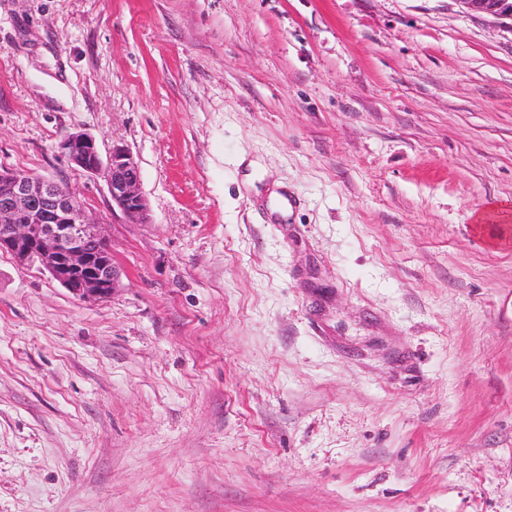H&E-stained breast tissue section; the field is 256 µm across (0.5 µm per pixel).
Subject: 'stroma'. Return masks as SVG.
Returning a JSON list of instances; mask_svg holds the SVG:
<instances>
[{"mask_svg": "<svg viewBox=\"0 0 512 512\" xmlns=\"http://www.w3.org/2000/svg\"><path fill=\"white\" fill-rule=\"evenodd\" d=\"M0 165L122 270L84 301L0 254V512H512V22L0 0ZM60 149L71 165L89 175L104 177L112 207L119 208L130 222L149 223V205L141 190L139 165L128 149L113 145L104 161L95 139L83 132L68 135Z\"/></svg>", "mask_w": 512, "mask_h": 512, "instance_id": "obj_1", "label": "stroma"}]
</instances>
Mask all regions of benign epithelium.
<instances>
[{
    "instance_id": "benign-epithelium-1",
    "label": "benign epithelium",
    "mask_w": 512,
    "mask_h": 512,
    "mask_svg": "<svg viewBox=\"0 0 512 512\" xmlns=\"http://www.w3.org/2000/svg\"><path fill=\"white\" fill-rule=\"evenodd\" d=\"M467 9L512 21V0H461ZM60 149L67 161L89 175L104 177L112 205L130 222L149 223L137 161L123 146L102 158L95 139L68 135ZM0 252L20 265L38 264L74 296L104 300L120 287L112 243L88 221L82 200L52 178L0 168Z\"/></svg>"
}]
</instances>
